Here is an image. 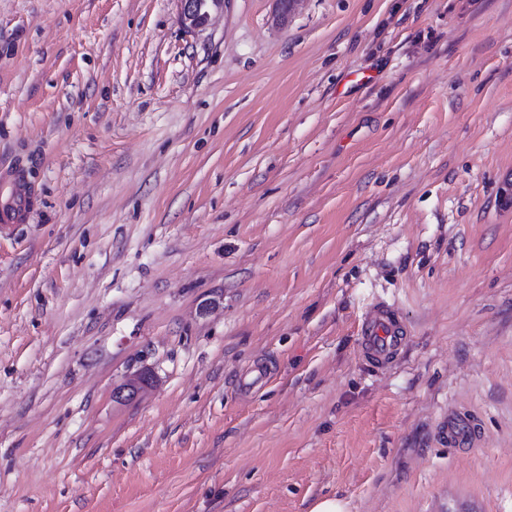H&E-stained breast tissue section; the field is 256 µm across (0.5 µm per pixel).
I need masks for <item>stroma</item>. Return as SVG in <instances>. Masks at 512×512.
<instances>
[{"label": "stroma", "mask_w": 512, "mask_h": 512, "mask_svg": "<svg viewBox=\"0 0 512 512\" xmlns=\"http://www.w3.org/2000/svg\"><path fill=\"white\" fill-rule=\"evenodd\" d=\"M14 166L0 512H512V0H0ZM180 20L191 32L202 31L210 19L211 11L224 8V0H179ZM365 356L382 363L400 352L406 344L404 326L383 306L367 313L360 331ZM152 378V374L148 369L137 370L128 374L120 384L112 388L113 403L124 405L137 399L143 388L151 382ZM440 431L445 438H448L449 443H459L469 438L470 423L458 415H450L448 419L442 421Z\"/></svg>", "instance_id": "1"}]
</instances>
